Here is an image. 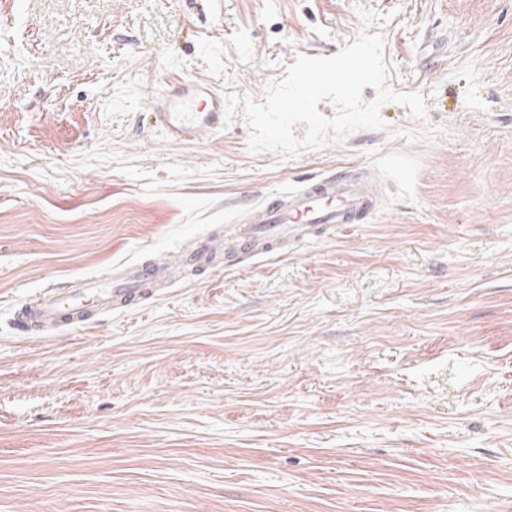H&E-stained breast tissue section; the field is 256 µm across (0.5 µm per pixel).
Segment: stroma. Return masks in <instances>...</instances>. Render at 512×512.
<instances>
[{
  "instance_id": "1",
  "label": "stroma",
  "mask_w": 512,
  "mask_h": 512,
  "mask_svg": "<svg viewBox=\"0 0 512 512\" xmlns=\"http://www.w3.org/2000/svg\"><path fill=\"white\" fill-rule=\"evenodd\" d=\"M376 14L388 87L292 159L235 116L168 141L192 77L263 100ZM383 187L361 224L227 269L186 246L299 181ZM165 257L85 329L43 289ZM0 512H512V0H0Z\"/></svg>"
}]
</instances>
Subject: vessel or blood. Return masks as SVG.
<instances>
[{
	"label": "vessel or blood",
	"mask_w": 512,
	"mask_h": 512,
	"mask_svg": "<svg viewBox=\"0 0 512 512\" xmlns=\"http://www.w3.org/2000/svg\"><path fill=\"white\" fill-rule=\"evenodd\" d=\"M155 128L180 144L224 126V94L209 83L186 78L154 96L148 106ZM376 199L365 178L338 171L302 181L243 210L235 223L239 254L256 255L285 241H302L326 224H356L371 215ZM168 276L155 263H133L107 278L73 281L45 289L36 303L23 305L14 325L29 333L37 328L84 326L95 314L127 310Z\"/></svg>",
	"instance_id": "obj_1"
}]
</instances>
